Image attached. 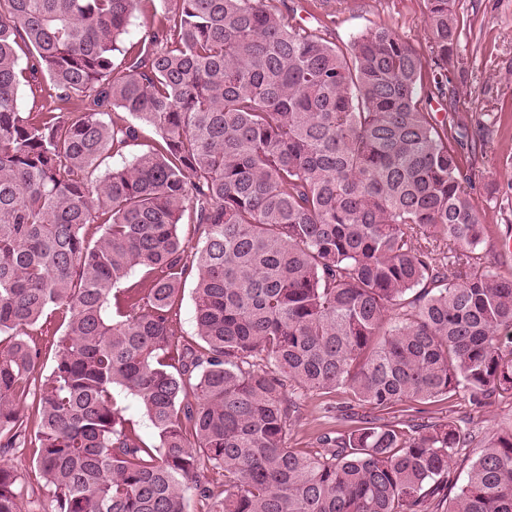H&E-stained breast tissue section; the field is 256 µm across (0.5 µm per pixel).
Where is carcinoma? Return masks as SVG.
I'll return each instance as SVG.
<instances>
[{
	"mask_svg": "<svg viewBox=\"0 0 512 512\" xmlns=\"http://www.w3.org/2000/svg\"><path fill=\"white\" fill-rule=\"evenodd\" d=\"M141 2L0 0V448L33 449L48 512H188L190 490L207 512H512V428L460 482L471 435L431 419L512 398V272L477 252L451 143L494 148L420 94L463 77L455 0H427L425 56L385 26L343 50L266 0H173L123 48ZM143 125L160 140L96 177ZM189 277L195 346L173 314ZM314 397L337 428L290 448ZM21 500L0 464V512ZM42 321V328L43 335L41 336L39 334L40 330H38V336H33V339H35V342L37 344V347H39L42 350V357H41V373L48 374L53 366V356L54 351L50 350V343L53 341L54 338H57L62 332V328L59 329V322L57 319H50L47 320L46 323H43ZM56 334V336H54ZM46 353V354H45ZM119 403L123 409V416L129 422L128 427L132 428L139 435L144 444L148 447L157 445L158 440L154 428L140 410L137 402L124 393L118 397Z\"/></svg>",
	"mask_w": 512,
	"mask_h": 512,
	"instance_id": "obj_1",
	"label": "carcinoma"
}]
</instances>
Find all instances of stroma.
<instances>
[{
    "instance_id": "1",
    "label": "stroma",
    "mask_w": 512,
    "mask_h": 512,
    "mask_svg": "<svg viewBox=\"0 0 512 512\" xmlns=\"http://www.w3.org/2000/svg\"><path fill=\"white\" fill-rule=\"evenodd\" d=\"M281 12L296 11L304 25L320 30L337 46L350 37L380 25L392 28L419 52H426L423 20L426 0H270ZM461 30L455 67L464 71L465 81L445 98L431 102L437 115L454 113L470 134L489 137L495 148L493 159L458 151L463 170L475 171L472 198L492 232L480 251L494 256L501 249L504 225H512V168L503 169L499 158L512 157V0H456ZM500 188L489 197L488 182ZM441 417L473 431L475 440L466 453L475 458L480 446L502 426L512 425V398L496 402L481 413H470L460 405H445ZM13 468L24 486L22 512H46L50 497L40 478L31 449L12 448L0 452V463Z\"/></svg>"
}]
</instances>
